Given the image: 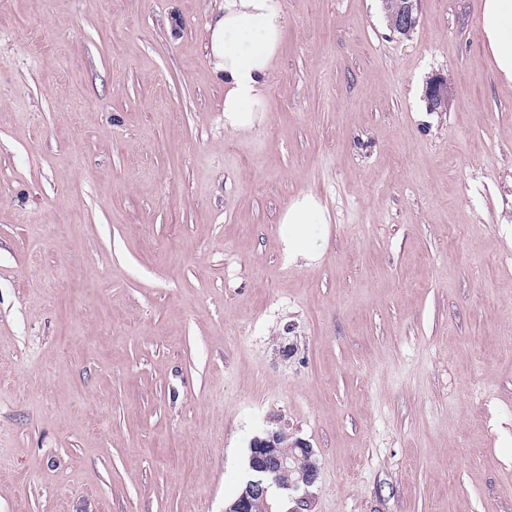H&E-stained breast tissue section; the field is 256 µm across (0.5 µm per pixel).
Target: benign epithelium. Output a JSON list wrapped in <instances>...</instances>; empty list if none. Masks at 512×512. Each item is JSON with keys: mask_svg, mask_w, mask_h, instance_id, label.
<instances>
[{"mask_svg": "<svg viewBox=\"0 0 512 512\" xmlns=\"http://www.w3.org/2000/svg\"><path fill=\"white\" fill-rule=\"evenodd\" d=\"M389 9V28L407 36L419 23V0H383ZM429 110L440 112L448 104L449 84L446 78L432 80L426 89ZM248 475L240 493L230 501L224 512H262L269 490L276 486L287 491L294 503L291 512H309L308 488L319 476V466L309 443L291 438L282 427H268L250 441ZM296 471L299 478L287 484L280 477Z\"/></svg>", "mask_w": 512, "mask_h": 512, "instance_id": "obj_1", "label": "benign epithelium"}]
</instances>
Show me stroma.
<instances>
[{
    "instance_id": "35a3bbf8",
    "label": "stroma",
    "mask_w": 512,
    "mask_h": 512,
    "mask_svg": "<svg viewBox=\"0 0 512 512\" xmlns=\"http://www.w3.org/2000/svg\"><path fill=\"white\" fill-rule=\"evenodd\" d=\"M224 129L212 0H0V512H224L251 439L310 512H512V85L483 0H277ZM437 76L446 111L427 107ZM315 196L312 259L280 218ZM389 9V28L408 36L419 23V0H382ZM291 438L282 427H268L252 438L247 478L240 493L224 507V512L263 511L273 486L287 491L288 498L294 503L291 512L309 511L308 488L319 476L316 453L305 440ZM289 471H297L299 478L291 481L294 475ZM285 473L288 474L283 475ZM280 477L288 483L282 484ZM300 492L302 494L298 495Z\"/></svg>"
}]
</instances>
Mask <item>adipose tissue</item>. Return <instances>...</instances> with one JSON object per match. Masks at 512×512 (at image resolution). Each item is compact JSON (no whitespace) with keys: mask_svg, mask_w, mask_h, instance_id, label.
<instances>
[{"mask_svg":"<svg viewBox=\"0 0 512 512\" xmlns=\"http://www.w3.org/2000/svg\"><path fill=\"white\" fill-rule=\"evenodd\" d=\"M286 18L277 0H218L210 13L207 40L213 74L224 82V128H250L264 107L267 83L279 55ZM481 29L495 65L512 83V0H483ZM315 197L293 201L282 214L287 260L312 254L310 227L325 223Z\"/></svg>","mask_w":512,"mask_h":512,"instance_id":"ef3b65f1","label":"adipose tissue"}]
</instances>
